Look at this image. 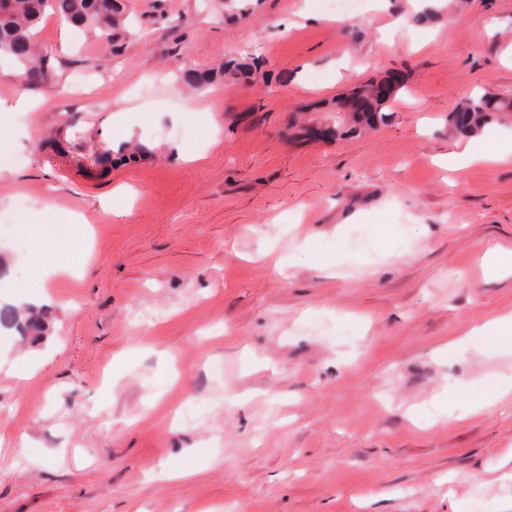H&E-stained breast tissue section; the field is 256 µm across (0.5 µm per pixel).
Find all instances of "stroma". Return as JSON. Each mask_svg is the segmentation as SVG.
Wrapping results in <instances>:
<instances>
[{"mask_svg":"<svg viewBox=\"0 0 512 512\" xmlns=\"http://www.w3.org/2000/svg\"><path fill=\"white\" fill-rule=\"evenodd\" d=\"M127 5L121 53L48 15L50 83L0 64V304L50 297L40 339L0 331V512H499L512 395L461 390L512 374L465 344L512 314L484 264L512 164L443 159L458 102L512 95V0ZM240 55L253 83L177 82ZM393 74L386 122L321 137ZM121 110L132 160L106 157ZM72 215L70 250L33 251L24 224ZM512 391V378L500 381H487L484 386L471 392L469 398L473 406L478 409H485L494 405L503 396Z\"/></svg>","mask_w":512,"mask_h":512,"instance_id":"obj_1","label":"stroma"}]
</instances>
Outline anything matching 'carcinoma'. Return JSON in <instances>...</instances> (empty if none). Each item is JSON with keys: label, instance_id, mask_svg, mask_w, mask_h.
I'll return each instance as SVG.
<instances>
[{"label": "carcinoma", "instance_id": "cac0c4a2", "mask_svg": "<svg viewBox=\"0 0 512 512\" xmlns=\"http://www.w3.org/2000/svg\"><path fill=\"white\" fill-rule=\"evenodd\" d=\"M51 12L70 26L83 30L109 43L112 49L120 47L127 33L126 6L123 0H0V57L14 62L20 75L29 79L28 87L42 86L51 75L52 66L42 49L34 42L35 29L46 13ZM226 77H250L252 66L246 62L229 61L222 67ZM213 79V73L190 69L182 81L191 88L201 87ZM403 86L402 81L377 91L369 83L352 90L350 100L361 96L372 102L352 111L351 119L357 125L372 126L385 120L387 103ZM512 112V98L480 95L459 102L448 114V126L458 135L470 136L481 131L492 117ZM0 327L17 329L22 333L40 330L38 313L29 311L26 318L13 306L0 307Z\"/></svg>", "mask_w": 512, "mask_h": 512}]
</instances>
